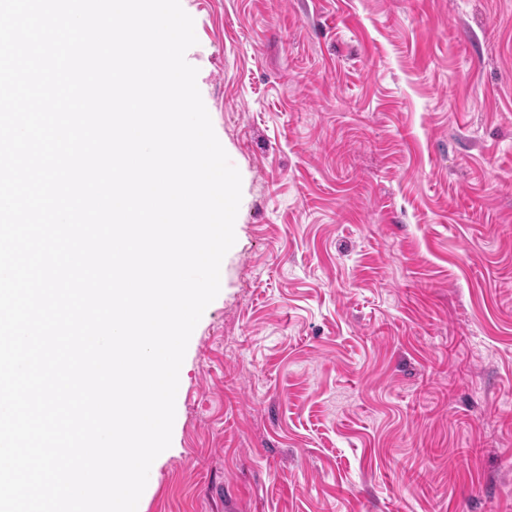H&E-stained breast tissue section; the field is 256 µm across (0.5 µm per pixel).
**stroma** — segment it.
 I'll return each instance as SVG.
<instances>
[{
  "label": "stroma",
  "mask_w": 512,
  "mask_h": 512,
  "mask_svg": "<svg viewBox=\"0 0 512 512\" xmlns=\"http://www.w3.org/2000/svg\"><path fill=\"white\" fill-rule=\"evenodd\" d=\"M239 170L140 512H512V0H181Z\"/></svg>",
  "instance_id": "1"
}]
</instances>
